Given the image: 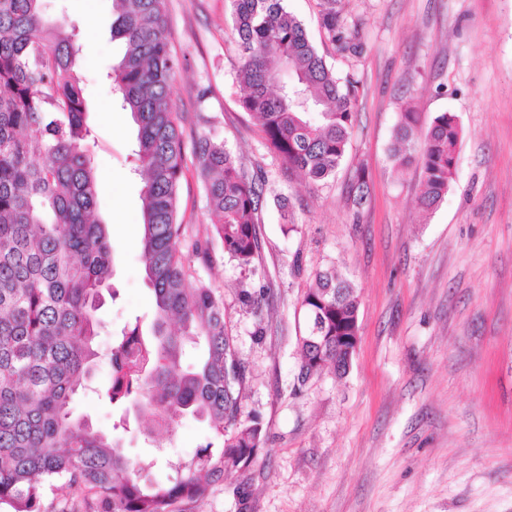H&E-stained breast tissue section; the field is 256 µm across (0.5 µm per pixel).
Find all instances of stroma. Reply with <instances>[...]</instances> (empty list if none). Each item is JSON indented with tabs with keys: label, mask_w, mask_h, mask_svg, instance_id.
Here are the masks:
<instances>
[{
	"label": "stroma",
	"mask_w": 512,
	"mask_h": 512,
	"mask_svg": "<svg viewBox=\"0 0 512 512\" xmlns=\"http://www.w3.org/2000/svg\"><path fill=\"white\" fill-rule=\"evenodd\" d=\"M327 64L357 81L345 159L312 186L285 175L239 104L229 0H168L181 66L171 86L186 142L209 132L246 170L263 173L260 256L252 271L225 257L194 162L179 192L188 241L209 243L196 277L224 301V323L245 369L243 410L265 444L248 471L230 470L184 512H512V0H342L365 49L343 57L320 29V0H285ZM63 28L85 45L83 94L99 182L98 214L113 250L114 298L98 338L151 321L139 259L142 180L137 129L104 73L123 53L112 0H63ZM208 89L206 102L199 90ZM428 128L441 112L462 127L458 176L431 213L418 207L419 171L397 168L392 129L403 105ZM210 117L202 124L198 115ZM369 188L352 209L357 180ZM295 215L280 218L278 197ZM335 266L359 294V341L345 375L325 366L302 391L298 312L315 271ZM255 293L246 307L240 289ZM217 437L184 418L175 437L133 433L134 460L192 459Z\"/></svg>",
	"instance_id": "1"
}]
</instances>
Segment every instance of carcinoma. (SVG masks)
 <instances>
[{"label":"carcinoma","mask_w":512,"mask_h":512,"mask_svg":"<svg viewBox=\"0 0 512 512\" xmlns=\"http://www.w3.org/2000/svg\"><path fill=\"white\" fill-rule=\"evenodd\" d=\"M340 0H323L321 28L336 52L358 57L364 42ZM240 105L256 117L266 147L288 172L319 184L335 174L353 126L357 81L328 67L285 0H231ZM112 38L125 44L109 77L137 126L135 156L143 175L140 261L153 292L148 328L140 319L116 336L111 379L95 385L103 291L110 290L112 245L97 215L98 182L91 128L76 69L84 44L65 35L46 0H0V505L49 512L44 484L79 490L101 512H182L203 500L224 473L247 468L264 444L258 417L243 418L244 367L224 325L213 288L189 286L178 220L184 167L181 117L171 101L179 69L167 0H113ZM462 129L439 113L420 131L416 113H400L392 157L420 171L418 206L436 209L455 182ZM194 155L217 222L224 255L251 270L259 255L256 224L265 177L249 174L224 140L202 135ZM359 296L336 268L316 270L300 298V366L295 389L322 368L308 349L316 334L336 343L358 333ZM202 359L184 363L189 348ZM95 388L122 414L149 415L146 434L172 433L187 415L206 420L222 439L160 481L126 456L119 441L76 417L72 401Z\"/></svg>","instance_id":"cac0c4a2"}]
</instances>
